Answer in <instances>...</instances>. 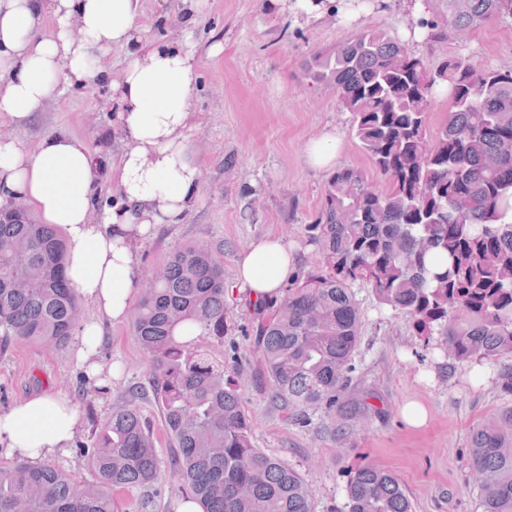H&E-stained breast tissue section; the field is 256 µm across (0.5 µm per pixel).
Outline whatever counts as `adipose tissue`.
I'll use <instances>...</instances> for the list:
<instances>
[{"instance_id":"adipose-tissue-1","label":"adipose tissue","mask_w":512,"mask_h":512,"mask_svg":"<svg viewBox=\"0 0 512 512\" xmlns=\"http://www.w3.org/2000/svg\"><path fill=\"white\" fill-rule=\"evenodd\" d=\"M143 0H0V120L29 126L61 79H81L109 48L127 49L113 81L122 150L112 166L119 199L93 216L98 175L86 145L57 134L30 145L0 137V206L30 205L56 225L67 248L66 274L92 315L79 328L75 362L101 383L104 324L127 321L138 292V244L158 224H177L193 207L200 165L189 146V92L196 78L188 38L145 42L137 20ZM268 8L311 24L337 14V0H268ZM343 140L324 128L305 147L307 165L329 171ZM298 258L276 237L254 240L235 262V284L251 300L281 298ZM83 426L70 394L26 399L0 413V444L21 460L67 453Z\"/></svg>"}]
</instances>
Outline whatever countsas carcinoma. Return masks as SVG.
<instances>
[{"label":"carcinoma","instance_id":"1","mask_svg":"<svg viewBox=\"0 0 512 512\" xmlns=\"http://www.w3.org/2000/svg\"><path fill=\"white\" fill-rule=\"evenodd\" d=\"M512 19V0H448V25L422 20L426 43L461 42L485 23ZM306 79L331 85L340 111L385 185L354 167L336 170L304 229L320 263L254 313L256 387L311 423L366 415L352 392L361 313L353 285L409 316L421 335L445 337L460 362L503 363L512 393V70L450 55L436 66L398 35L359 28L309 57ZM451 103L428 125L436 89ZM61 231L18 204L0 208V346L66 345L81 318L65 275ZM224 252L208 243L176 250L153 272L131 320L150 359L155 398L176 448L169 470L203 512H312L308 486L285 460L252 442L253 421L224 364L180 342L200 325L224 341ZM97 481L32 461L0 460V512H118L112 492L161 478L155 443L136 399L115 407L92 447L80 446ZM482 512H512V407L470 435ZM343 512H413L402 484L366 464L346 485Z\"/></svg>","mask_w":512,"mask_h":512}]
</instances>
